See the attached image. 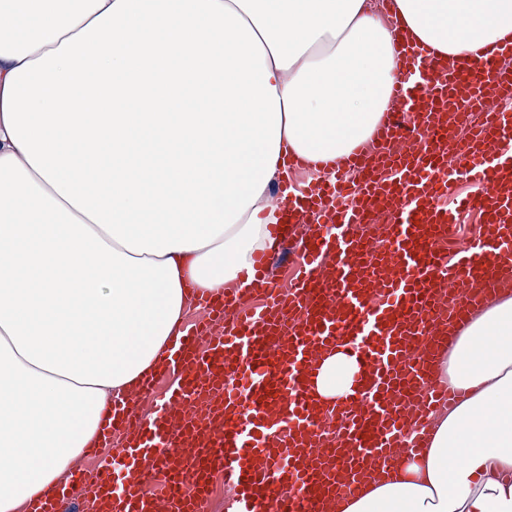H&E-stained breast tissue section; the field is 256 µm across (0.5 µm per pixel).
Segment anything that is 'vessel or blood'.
<instances>
[{"instance_id": "vessel-or-blood-1", "label": "vessel or blood", "mask_w": 512, "mask_h": 512, "mask_svg": "<svg viewBox=\"0 0 512 512\" xmlns=\"http://www.w3.org/2000/svg\"><path fill=\"white\" fill-rule=\"evenodd\" d=\"M395 48L403 76L370 141L298 190L312 166L286 161L275 234L303 260L295 282L281 287L262 254L223 297L195 293L204 316L162 362L175 376L169 394L153 403L156 377L142 384L153 417L114 397L97 443L121 431L120 448L98 458L94 478L74 468L27 512H208L217 474L233 489L226 512H333L337 496L383 475L399 449L421 448L432 414L458 397L429 378L438 336L512 290L500 265L512 255V112L500 106L512 98V40L477 65L401 39ZM462 101L479 121L466 124ZM412 134L417 143L394 150ZM460 176L485 192L451 213L439 199ZM474 207L485 233L443 260L439 242ZM336 349L358 375L327 405L312 381ZM148 482L162 494L147 495Z\"/></svg>"}]
</instances>
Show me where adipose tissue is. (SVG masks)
I'll use <instances>...</instances> for the list:
<instances>
[{
  "label": "adipose tissue",
  "mask_w": 512,
  "mask_h": 512,
  "mask_svg": "<svg viewBox=\"0 0 512 512\" xmlns=\"http://www.w3.org/2000/svg\"><path fill=\"white\" fill-rule=\"evenodd\" d=\"M394 4L451 60L512 39V0ZM394 39L371 0H0V512L57 490L192 289L270 247L285 153L332 167L370 138ZM357 372L326 357L319 394ZM433 374L460 396L421 454L336 512H512V295Z\"/></svg>",
  "instance_id": "ef3b65f1"
}]
</instances>
